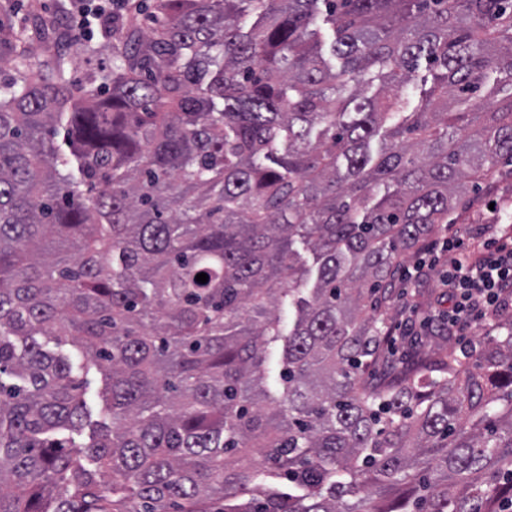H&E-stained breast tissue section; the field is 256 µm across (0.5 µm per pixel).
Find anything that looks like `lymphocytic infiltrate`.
Here are the masks:
<instances>
[{"instance_id": "1", "label": "lymphocytic infiltrate", "mask_w": 512, "mask_h": 512, "mask_svg": "<svg viewBox=\"0 0 512 512\" xmlns=\"http://www.w3.org/2000/svg\"><path fill=\"white\" fill-rule=\"evenodd\" d=\"M68 19L74 31L87 37L97 28L109 30L112 6L107 0H72ZM431 257L447 265L441 282L448 290V324L460 335L512 302V232L495 224L482 225L475 235L457 231Z\"/></svg>"}]
</instances>
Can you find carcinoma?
<instances>
[{
	"label": "carcinoma",
	"instance_id": "1",
	"mask_svg": "<svg viewBox=\"0 0 512 512\" xmlns=\"http://www.w3.org/2000/svg\"><path fill=\"white\" fill-rule=\"evenodd\" d=\"M150 14L112 25L77 91L65 53L27 50L58 20L0 41V512H504L512 320L470 362L366 370L401 254L512 163V0ZM39 336L104 373L86 445L63 437L90 420L80 382ZM315 28L318 30V39L321 43V55L332 70L338 71L341 67V60L333 56L331 45L334 41L335 34L333 27L329 23L324 22L323 15L317 18Z\"/></svg>",
	"mask_w": 512,
	"mask_h": 512
}]
</instances>
